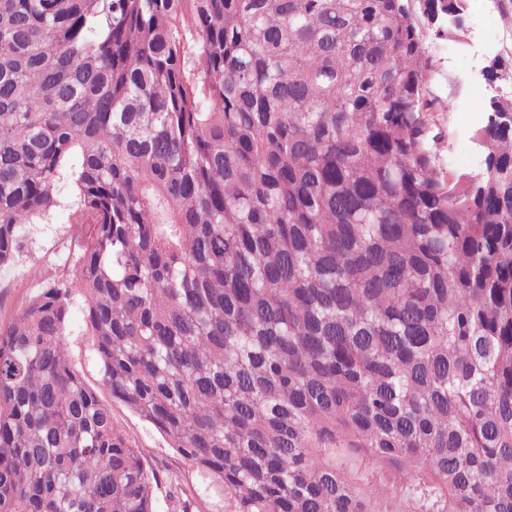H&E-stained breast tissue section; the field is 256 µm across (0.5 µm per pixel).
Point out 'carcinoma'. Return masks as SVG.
Listing matches in <instances>:
<instances>
[{"instance_id": "obj_1", "label": "carcinoma", "mask_w": 512, "mask_h": 512, "mask_svg": "<svg viewBox=\"0 0 512 512\" xmlns=\"http://www.w3.org/2000/svg\"><path fill=\"white\" fill-rule=\"evenodd\" d=\"M465 2L0 0V269L78 214L0 322V512H156L74 290L224 512H512V98L441 168L419 22ZM76 205L70 186L62 185L59 203L38 224H23L24 250L13 265L0 270V321L16 317L45 278L72 276V225Z\"/></svg>"}]
</instances>
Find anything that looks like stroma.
<instances>
[{"label": "stroma", "mask_w": 512, "mask_h": 512, "mask_svg": "<svg viewBox=\"0 0 512 512\" xmlns=\"http://www.w3.org/2000/svg\"><path fill=\"white\" fill-rule=\"evenodd\" d=\"M421 29L432 61L428 90L439 106L431 115L434 128L442 133L439 163L460 173L473 172L481 162L472 137L486 120L482 99L512 96V0H498L491 14L485 13L482 0H467L464 26L451 36L437 34L435 26L426 23ZM496 59L506 74L492 80L486 69ZM75 219V198L66 185L45 220L21 225L24 250L13 265L0 270V321L16 317L45 279L72 274ZM65 340L86 382L99 388L97 357L85 322L83 297L77 292L71 296ZM112 420L141 450L148 470L158 477L156 512H179L185 501L192 512H223L219 496L205 489L196 472L155 429L117 402L112 405Z\"/></svg>", "instance_id": "35a3bbf8"}]
</instances>
